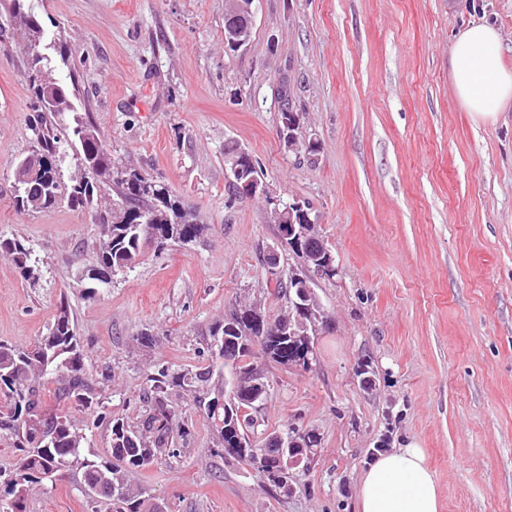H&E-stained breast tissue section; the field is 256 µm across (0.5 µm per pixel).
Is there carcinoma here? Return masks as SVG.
<instances>
[{
  "label": "carcinoma",
  "instance_id": "cac0c4a2",
  "mask_svg": "<svg viewBox=\"0 0 512 512\" xmlns=\"http://www.w3.org/2000/svg\"><path fill=\"white\" fill-rule=\"evenodd\" d=\"M25 2L12 0L10 13L28 40L27 75L35 98L31 120L36 141L33 153L45 158L36 176V183L43 189L37 209L61 203L75 210L91 209L97 204V188L112 185L117 199L128 208L130 220L112 225L110 234L100 239L99 268L111 273L138 265L147 242L188 245L199 239L205 225L193 221L180 198L149 174L112 161L111 153L89 122L76 121L72 134L77 157L93 159L96 173L89 177L81 173L69 184L61 180V140L48 124L47 115L74 111L73 91L46 77V57L32 48L41 42L43 28ZM145 181L152 183L148 195L141 191ZM0 252L12 256L23 278L33 277L31 252L21 241L0 239ZM281 320V316L271 319L263 313L257 315L250 335L242 336L235 332L239 323L231 316L213 327L210 345L218 348L220 357L233 361L236 374H250L249 365L241 361L256 344L267 358L286 366L289 356L303 355L305 341L300 336L273 337ZM48 374L61 378L55 388L57 402L70 409L106 415L103 389L89 377L70 313L63 303L48 332L34 346L21 348L0 343V430L9 432L13 447L19 451L14 473L7 482L10 499L0 502V512H27V498L15 499L19 488L29 491L44 480L54 483L74 466L82 469L84 488L95 497L94 512H152L142 492L128 486L124 471L146 466L154 461L158 450L174 446L179 439L186 440L189 432L179 420L181 412L175 402L185 392L194 393L197 408L220 429L227 454L250 463L261 456L266 438L257 439L252 431L254 423L245 413L250 408V398L240 396L230 405L226 389L211 395L213 370L209 366L196 371H172L163 366L149 378L143 396L145 414L139 423L131 425L122 418L110 421V458L100 462L85 459L81 457L85 441L82 430L69 412L46 405L41 379ZM256 470L274 486L284 488L278 460L258 461Z\"/></svg>",
  "mask_w": 512,
  "mask_h": 512
}]
</instances>
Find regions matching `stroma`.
I'll use <instances>...</instances> for the list:
<instances>
[{
	"label": "stroma",
	"mask_w": 512,
	"mask_h": 512,
	"mask_svg": "<svg viewBox=\"0 0 512 512\" xmlns=\"http://www.w3.org/2000/svg\"><path fill=\"white\" fill-rule=\"evenodd\" d=\"M53 77L76 87L68 128L90 120L116 163L166 184L205 224L200 242L146 245L135 268L89 292L100 223L59 204L13 203L14 166L32 152L26 40L0 30V239L30 249L36 281L0 254V342L33 346L60 300L109 414H143L159 367L218 364L210 327L239 300L286 310L267 272L278 243L269 199L308 204L336 255L314 289L329 318L302 371L267 360L260 432L315 431L320 445L290 490L225 454L217 430L180 399L189 429L129 474L166 512H356L378 446L425 448L440 512H512V109L479 124L449 66L456 32L495 23L512 68V0H254L251 38L224 46V0H30ZM300 140L288 150L278 91ZM246 149L268 199L235 196L224 151ZM153 335L142 345V332ZM83 457H108L111 432L71 410ZM79 469L38 485L27 512H92Z\"/></svg>",
	"instance_id": "stroma-1"
}]
</instances>
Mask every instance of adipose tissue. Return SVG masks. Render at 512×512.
I'll list each match as a JSON object with an SVG mask.
<instances>
[{"label": "adipose tissue", "mask_w": 512, "mask_h": 512, "mask_svg": "<svg viewBox=\"0 0 512 512\" xmlns=\"http://www.w3.org/2000/svg\"><path fill=\"white\" fill-rule=\"evenodd\" d=\"M501 43L498 27L473 23L450 54L455 95L479 123L512 106V70L502 63ZM357 512H439L437 479L424 449L411 443L379 454L362 475Z\"/></svg>", "instance_id": "1"}]
</instances>
